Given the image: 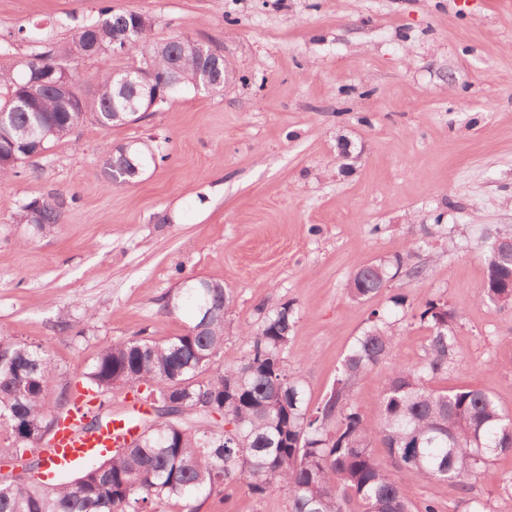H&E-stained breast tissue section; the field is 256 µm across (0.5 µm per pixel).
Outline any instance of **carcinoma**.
<instances>
[{
    "label": "carcinoma",
    "mask_w": 512,
    "mask_h": 512,
    "mask_svg": "<svg viewBox=\"0 0 512 512\" xmlns=\"http://www.w3.org/2000/svg\"><path fill=\"white\" fill-rule=\"evenodd\" d=\"M141 13L100 7L98 18L81 26L72 45L62 50L42 41L10 70H0V113L18 128L32 114L40 116L44 140L16 148V162L0 165V181L16 174L31 157L64 141L88 120L109 131L132 123L126 107L135 94L120 92V80L138 66L156 85H171L176 39L153 38L151 18ZM133 28L123 56L132 62L107 67L92 94L72 84L61 102L51 89L33 84L35 74L65 58L82 57L89 35L97 48L89 57L110 61L112 39L124 26ZM202 59L186 55L182 82L167 98L193 89L203 77ZM159 148L133 142L123 154L106 146L102 172L110 187L135 182L155 162ZM17 221L39 233L58 224L55 206L37 200L21 205ZM490 234L486 276L477 298L504 307L512 303V252ZM402 270L401 258L371 262L351 277L348 295L362 303L383 292ZM194 319L180 335L166 340L133 336L105 343L84 374V385L105 405L117 386L133 388L134 403L145 407L140 424L154 429L140 442H130L99 458L70 482L34 478L42 463V431L61 403L70 406L78 392L62 385L64 374L52 365L39 344L0 336V428L8 437L0 444V460L29 452L30 465L16 480L0 482V512H154L173 503L181 512H198L196 502L242 482L255 497L272 489L284 491L290 512H412L405 474L430 482L464 486L480 477L494 458L512 454V413L480 389H438L434 379L460 362L453 324L458 310L429 300L418 318L429 336L415 365L394 360L396 322L390 311L374 310L369 325L343 357L336 383L321 405L310 409L302 374L288 367V346L295 327L293 308L284 303L242 330L246 349L240 359L223 366L224 328L232 312V296L217 281L184 287L165 309L184 303ZM212 313L204 321L205 313ZM393 362L380 401L369 418L354 399L357 378ZM146 386L140 391V386ZM202 409L214 427L206 433L178 413ZM380 440L393 461L389 466L372 451Z\"/></svg>",
    "instance_id": "1"
}]
</instances>
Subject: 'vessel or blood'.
<instances>
[{
    "label": "vessel or blood",
    "instance_id": "vessel-or-blood-1",
    "mask_svg": "<svg viewBox=\"0 0 512 512\" xmlns=\"http://www.w3.org/2000/svg\"><path fill=\"white\" fill-rule=\"evenodd\" d=\"M97 406V399L80 393L75 408L61 421L52 441L42 448V455L55 465L66 467L127 442L132 429L126 421L112 419L100 428H89L88 421Z\"/></svg>",
    "mask_w": 512,
    "mask_h": 512
}]
</instances>
